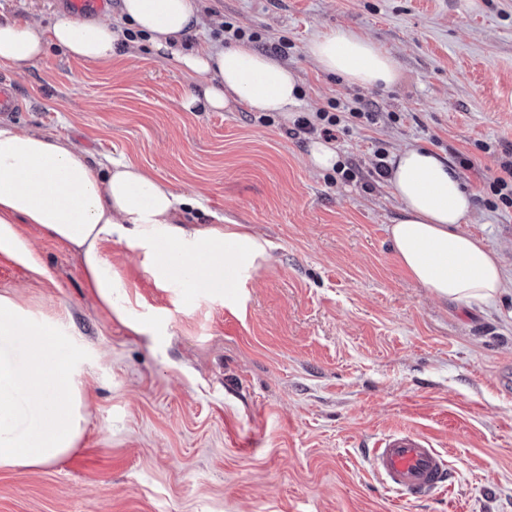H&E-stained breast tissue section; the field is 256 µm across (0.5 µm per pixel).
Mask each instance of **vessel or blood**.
<instances>
[{"mask_svg": "<svg viewBox=\"0 0 512 512\" xmlns=\"http://www.w3.org/2000/svg\"><path fill=\"white\" fill-rule=\"evenodd\" d=\"M21 108L11 80L0 78V117ZM381 484L405 501L430 497L449 485L452 471L443 454L424 435L407 430L381 437L367 454Z\"/></svg>", "mask_w": 512, "mask_h": 512, "instance_id": "1", "label": "vessel or blood"}]
</instances>
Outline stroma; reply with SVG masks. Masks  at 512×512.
I'll list each match as a JSON object with an SVG mask.
<instances>
[{"mask_svg":"<svg viewBox=\"0 0 512 512\" xmlns=\"http://www.w3.org/2000/svg\"><path fill=\"white\" fill-rule=\"evenodd\" d=\"M201 39L224 24L267 53L285 39L299 115L361 100L374 123L339 127L342 168L314 171L310 135L233 105L186 111L191 78L138 43L95 65L57 49L0 64L21 101L6 124L122 157L200 201L194 227L224 217L268 257L244 287L174 288L152 255L116 238L111 306L87 288L79 252L20 231L40 270L0 256V295L55 326L81 360L85 432L67 456L0 467V512H512V208L487 178L512 159V0H199ZM350 28L397 62L390 87L349 85L305 52ZM462 154L473 194L463 229L495 253L506 286L488 306L438 298L400 264L387 226L399 203L377 148ZM408 429L445 453L450 489L409 503L366 450Z\"/></svg>","mask_w":512,"mask_h":512,"instance_id":"stroma-1","label":"stroma"}]
</instances>
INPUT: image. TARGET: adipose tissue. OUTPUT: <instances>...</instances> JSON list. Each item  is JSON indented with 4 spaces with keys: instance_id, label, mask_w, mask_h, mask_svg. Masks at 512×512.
Wrapping results in <instances>:
<instances>
[{
    "instance_id": "1",
    "label": "adipose tissue",
    "mask_w": 512,
    "mask_h": 512,
    "mask_svg": "<svg viewBox=\"0 0 512 512\" xmlns=\"http://www.w3.org/2000/svg\"><path fill=\"white\" fill-rule=\"evenodd\" d=\"M120 17V28L63 16L48 28L0 19V64H34L52 47L89 64L107 62L126 49L128 28L192 78L182 102L187 111L242 104L284 116L299 105L298 74L272 55L246 43L182 49L197 32V0H121ZM307 53L323 72L361 87L391 85L400 76L391 55L348 28L319 35ZM388 184L400 214L387 231L410 276L444 300L494 303L503 271L494 253L460 231L472 196L448 161L424 147L404 148L390 162ZM194 206V199L127 160L92 161L68 138L0 127V255L35 265L17 227L41 225L48 237L80 252L104 304L120 285L101 253L115 235L151 249L159 270L187 288L223 287L225 262L246 274L266 260L267 241L237 223L188 228ZM84 411L77 365L63 354L57 331L0 296V467L40 466L68 454L84 432Z\"/></svg>"
}]
</instances>
